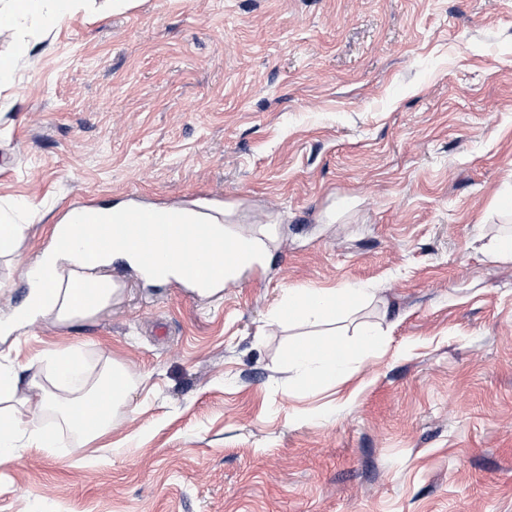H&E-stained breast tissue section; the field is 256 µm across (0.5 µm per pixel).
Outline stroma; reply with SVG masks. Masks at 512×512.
Instances as JSON below:
<instances>
[{"instance_id":"35a3bbf8","label":"stroma","mask_w":512,"mask_h":512,"mask_svg":"<svg viewBox=\"0 0 512 512\" xmlns=\"http://www.w3.org/2000/svg\"><path fill=\"white\" fill-rule=\"evenodd\" d=\"M0 86V312L72 208L208 206L266 245L212 296L114 260L119 300L32 324L135 386L110 447L21 408L53 448L0 466V512H512V0H87ZM356 284L337 331L381 340L336 381L285 366V289ZM9 209L0 208V257L17 255L23 239V225L15 224Z\"/></svg>"}]
</instances>
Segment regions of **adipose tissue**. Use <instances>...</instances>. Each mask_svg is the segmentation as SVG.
<instances>
[{
	"mask_svg": "<svg viewBox=\"0 0 512 512\" xmlns=\"http://www.w3.org/2000/svg\"><path fill=\"white\" fill-rule=\"evenodd\" d=\"M81 2L0 0V30L15 29L23 22L50 28L73 15ZM117 213L114 207L85 210L84 225L89 234L79 243L72 241L69 231L74 217L53 226L51 248L28 272L31 287L25 305L0 318V344L36 321L70 324L91 319L111 306L119 291L113 288L111 277L103 274V267L116 256L131 264L136 261L133 251L122 241H114L109 250L99 246L101 233L111 230V218ZM213 241L216 259L201 272L203 292H216L219 286L236 280L263 260L265 245L259 238L241 241L227 237L223 225L218 224L213 229ZM366 301L364 290L350 284L331 289L290 288L282 296L280 314L316 326L330 317L356 310ZM377 341V332L366 326L350 336L336 332L297 342L288 348L284 358L302 384L312 385L342 376L350 357ZM48 361L51 383L65 395L58 408L64 426L84 443L107 436L113 412L128 405L131 397L133 383L126 369L120 363H112L91 383L79 350L53 352ZM19 383L13 368L0 364V465L16 459L23 448H49L54 444L51 433L31 428L15 414L14 405L24 401Z\"/></svg>",
	"mask_w": 512,
	"mask_h": 512,
	"instance_id": "1",
	"label": "adipose tissue"
}]
</instances>
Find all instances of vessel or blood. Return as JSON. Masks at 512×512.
Instances as JSON below:
<instances>
[{"instance_id":"vessel-or-blood-1","label":"vessel or blood","mask_w":512,"mask_h":512,"mask_svg":"<svg viewBox=\"0 0 512 512\" xmlns=\"http://www.w3.org/2000/svg\"><path fill=\"white\" fill-rule=\"evenodd\" d=\"M222 221L220 213L204 208L200 211L197 223L176 228L149 215L132 211L115 221L112 234L136 245L142 267L150 272L158 271L160 266V255L156 249L159 242L174 234L185 238L189 246L190 263L184 267L183 275L192 280L199 268L212 261L211 227Z\"/></svg>"}]
</instances>
